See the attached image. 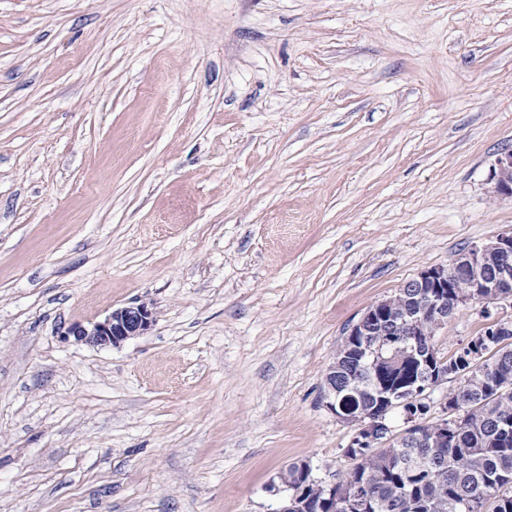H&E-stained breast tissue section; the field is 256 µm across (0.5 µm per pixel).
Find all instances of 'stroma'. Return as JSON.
<instances>
[{
	"label": "stroma",
	"mask_w": 512,
	"mask_h": 512,
	"mask_svg": "<svg viewBox=\"0 0 512 512\" xmlns=\"http://www.w3.org/2000/svg\"><path fill=\"white\" fill-rule=\"evenodd\" d=\"M506 148L512 0H0V512H275L300 461L336 483L337 346L512 226ZM140 303L120 347L67 334ZM494 193L501 198H512V149L503 151L491 172Z\"/></svg>",
	"instance_id": "stroma-1"
}]
</instances>
